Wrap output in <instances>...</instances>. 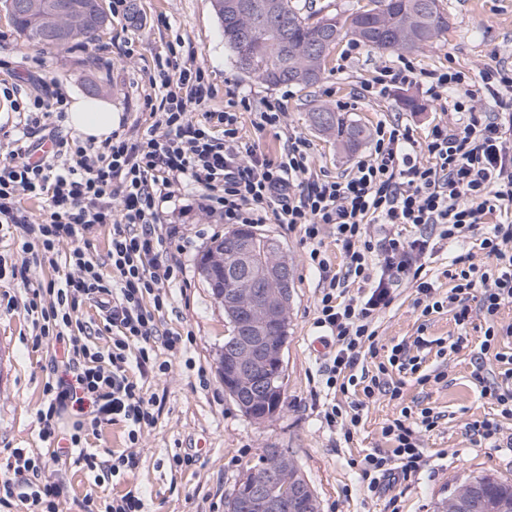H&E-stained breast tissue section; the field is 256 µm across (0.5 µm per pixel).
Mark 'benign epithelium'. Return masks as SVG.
<instances>
[{"instance_id": "obj_1", "label": "benign epithelium", "mask_w": 512, "mask_h": 512, "mask_svg": "<svg viewBox=\"0 0 512 512\" xmlns=\"http://www.w3.org/2000/svg\"><path fill=\"white\" fill-rule=\"evenodd\" d=\"M12 7L39 15L44 30L51 35H73L108 21L76 0L51 11L45 10L42 0H20ZM281 250L280 246L269 250L268 259L258 263L251 237L234 240L233 288L224 287L223 241L210 246L200 268L216 301L232 321V341L218 360L221 380L242 412L251 418L256 404L276 402L272 385L262 375L272 367L280 371L284 367L286 337L270 333L271 327L288 317L292 297L291 269L287 260L279 258ZM230 507L234 512H321L314 489L281 448L264 450L260 462L236 485Z\"/></svg>"}]
</instances>
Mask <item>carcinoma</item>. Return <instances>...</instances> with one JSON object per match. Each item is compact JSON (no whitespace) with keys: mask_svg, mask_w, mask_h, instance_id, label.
Returning <instances> with one entry per match:
<instances>
[{"mask_svg":"<svg viewBox=\"0 0 512 512\" xmlns=\"http://www.w3.org/2000/svg\"><path fill=\"white\" fill-rule=\"evenodd\" d=\"M274 17L240 16L229 10L230 0H212L213 9L224 29V42L234 53L240 69L270 86L284 83L309 87L317 84L336 49L338 40L351 36L379 50L415 52L432 44L448 31V17L436 6L425 21L414 20L416 0H370L369 8L351 13H327L311 21L307 4L301 0H272ZM10 20L23 40L32 45L55 46L57 42L42 32L39 19L15 12ZM413 30V37L398 42L397 34ZM311 123L320 131L336 137V142L349 151L358 150L367 139V128L348 122L338 112L318 105L309 112ZM256 236L255 258L261 259L273 237L235 229L224 236L229 245L242 235ZM480 499L485 506H512V482L484 476Z\"/></svg>","mask_w":512,"mask_h":512,"instance_id":"obj_1","label":"carcinoma"}]
</instances>
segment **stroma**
<instances>
[{
    "label": "stroma",
    "mask_w": 512,
    "mask_h": 512,
    "mask_svg": "<svg viewBox=\"0 0 512 512\" xmlns=\"http://www.w3.org/2000/svg\"><path fill=\"white\" fill-rule=\"evenodd\" d=\"M440 5L448 14V31L415 53L419 70L451 66L469 71L475 78L486 66L512 64V0H441ZM103 6L111 11V23L97 39H78L63 47L25 43L0 10V80L25 87L35 72L71 98L87 95L89 86H96L97 97L111 100L113 111L120 116L119 134L131 137L152 122L143 101L156 92L155 60L179 39L197 52L210 74L216 89L210 107L224 109L226 87L238 88L251 98L254 107L253 112L240 116L245 141L275 156L288 135L301 136L310 146L315 177L348 175L372 146L367 143L350 153L335 138L319 133L309 120L314 104L333 108L354 101V108L344 110L345 119L371 129L382 122L397 123L410 127L419 140L444 117L416 86H396L385 98L360 97L362 85L379 67L394 65L398 56L394 50L365 47L348 59L344 56L347 44L342 41L318 84L270 87L238 67L224 43L211 0H127L126 11L119 14L112 12V0H103ZM276 99L285 112L280 125L256 130L254 111ZM173 225L179 230L176 257L183 273L178 283L168 288L170 304L157 325L160 334L189 332L193 340L175 358L163 344H156L158 361H171L172 366L145 383L161 408L156 423L142 432L137 445L129 444L120 424L104 425L98 434L87 437L91 448L133 452L134 468L116 478L107 472L90 475L70 458L50 461L47 472L61 483L64 512H79L89 492L109 499L131 489L141 493L145 512H224L225 497L267 448L285 449L296 460L320 501L321 512H435L441 499L472 477L493 474L512 481V447H475L465 436L467 422L492 411L490 402L480 398L472 377V355L483 338L479 328L469 331L467 348L440 363V370L446 373L440 384L420 386L409 380L403 401L381 396L367 402L352 440L322 427L314 393L324 358L312 348L320 336L314 326L318 278L307 264L298 232L284 224L255 227L257 233L280 238L293 270L282 403L268 421L255 423L246 418L225 392L218 374L216 360L229 326L223 308L197 269L202 251L231 227L199 210L187 190L162 205V228ZM0 255L27 269L25 278L0 280L1 478L8 474L13 449L28 448L42 454L47 448L40 437L36 411L44 386L53 377V349L35 345L25 304L28 283L49 280L55 273L49 265L22 253L17 239L9 234L0 235ZM417 298L415 288L409 285L395 291L392 304L376 320L379 352L421 334L445 337L456 333L451 314L422 316ZM419 400L444 415L440 426L424 435L421 465L409 480L368 492L359 480L358 460L366 453L387 450L381 437L383 423L398 416L402 404ZM176 453L193 455V464L172 468L170 459Z\"/></svg>",
    "instance_id": "stroma-1"
}]
</instances>
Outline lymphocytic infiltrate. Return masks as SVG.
<instances>
[{"mask_svg": "<svg viewBox=\"0 0 512 512\" xmlns=\"http://www.w3.org/2000/svg\"><path fill=\"white\" fill-rule=\"evenodd\" d=\"M157 65L159 90L143 102L152 124L136 137L115 133L98 144L63 133L64 92L0 82V98L23 116L0 158V226L20 229L23 253L65 267L59 278L33 286L25 305L36 342L59 348L60 374L46 383L37 411L41 437L54 438L67 416L73 424L65 440L83 468L117 476L133 466V455L109 461L84 448L82 438L120 421L134 445L159 415L156 396L129 371L145 377L167 369L156 361V316L169 304L166 289L179 266L171 253L174 232L158 228L159 206L189 188L200 210L225 223L272 219L299 230L319 275L315 325L329 352L318 383L328 429L352 435L367 401L379 394L402 399L404 378L421 386L442 382L444 372L426 365L429 355L459 353L479 318L485 331L472 376L497 414L467 423L465 434L476 446L511 448L503 423L512 420V325L499 324L498 315L512 305V67L491 66L474 78L452 67L423 73L404 56L397 66H382L364 84L367 95L382 98L396 85L419 84L432 105L458 120L435 124L421 141L409 129L379 124L372 152L344 178L325 180L311 177L309 146L299 136H288L275 158L243 141L237 113L252 110L248 95L230 90L232 110L209 109L213 88L194 55L172 47ZM482 97L494 101L493 111L476 110ZM43 131L52 148L36 160L32 138ZM26 198L41 201L40 218L23 207ZM374 224L383 232L377 240L370 234ZM97 228L111 235L103 263L88 250L87 236ZM328 235L341 250V267L323 248ZM64 242L72 245L65 255L59 252ZM447 244L464 250L449 258L453 286L438 299L427 261ZM405 282L424 296L423 315L448 310L457 332L397 343L369 372L360 362L377 354L374 323ZM91 303L114 331L105 351L88 339L81 319ZM488 354L501 365L490 378L483 374ZM340 394L347 405L337 403ZM441 418L433 408L407 405L387 420L381 434L389 451L367 453L360 463L368 490L415 472L424 456L422 435ZM45 467L41 455L13 449L14 476L0 480V507L8 512L19 501L28 512H59L61 486L43 478Z\"/></svg>", "mask_w": 512, "mask_h": 512, "instance_id": "lymphocytic-infiltrate-1", "label": "lymphocytic infiltrate"}]
</instances>
